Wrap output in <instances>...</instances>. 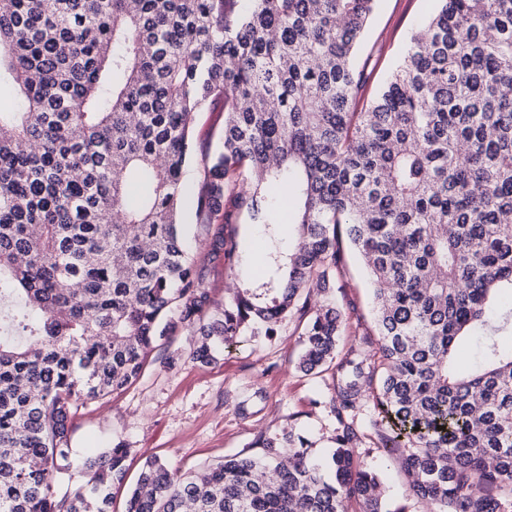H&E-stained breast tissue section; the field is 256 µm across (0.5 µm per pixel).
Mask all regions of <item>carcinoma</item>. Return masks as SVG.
Returning a JSON list of instances; mask_svg holds the SVG:
<instances>
[{"label": "carcinoma", "mask_w": 512, "mask_h": 512, "mask_svg": "<svg viewBox=\"0 0 512 512\" xmlns=\"http://www.w3.org/2000/svg\"><path fill=\"white\" fill-rule=\"evenodd\" d=\"M248 2L0 0V82L17 98L0 108V512H110L127 448L86 456L85 483L56 491L78 405L133 385L180 326L208 364L293 312L308 318L299 370L335 368L334 478L290 430L193 473L148 459L126 512H401L343 422L369 404L412 496L512 512V305L491 307L512 287V0H438L370 100L356 54L379 0ZM208 103L224 132L197 221L237 209L268 229L261 274L220 309L178 224ZM345 242L379 344L338 361ZM202 246L228 266L248 250L223 231Z\"/></svg>", "instance_id": "1"}]
</instances>
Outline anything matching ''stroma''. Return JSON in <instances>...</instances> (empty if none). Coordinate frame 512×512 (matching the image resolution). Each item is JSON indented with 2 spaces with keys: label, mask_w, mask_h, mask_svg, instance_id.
<instances>
[{
  "label": "stroma",
  "mask_w": 512,
  "mask_h": 512,
  "mask_svg": "<svg viewBox=\"0 0 512 512\" xmlns=\"http://www.w3.org/2000/svg\"><path fill=\"white\" fill-rule=\"evenodd\" d=\"M436 8V0H380L359 53L368 94L379 90L403 57L411 32ZM195 259L219 306L229 283L256 273L251 256L233 268L225 266L223 255L203 249ZM333 298L347 323L336 351L343 357L377 337L371 287L354 254L346 256ZM302 329L297 315H289L273 335L245 334L209 365L190 360L194 338L189 330H178L151 353L129 389L80 406L69 421L73 459L117 443L130 450L126 484L114 489L112 512H124L128 487L149 458L186 472L234 455L259 454V435L288 429L304 436L317 458L326 457L341 429L332 411L334 381L328 371L298 370ZM358 460L378 473L390 506L435 512V505L408 496V478L397 459L363 452Z\"/></svg>",
  "instance_id": "obj_1"
}]
</instances>
